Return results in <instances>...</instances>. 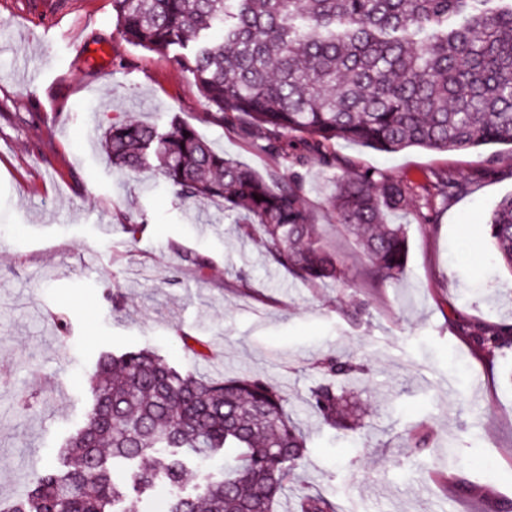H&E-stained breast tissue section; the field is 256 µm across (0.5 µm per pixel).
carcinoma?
I'll list each match as a JSON object with an SVG mask.
<instances>
[{
	"instance_id": "carcinoma-1",
	"label": "carcinoma",
	"mask_w": 512,
	"mask_h": 512,
	"mask_svg": "<svg viewBox=\"0 0 512 512\" xmlns=\"http://www.w3.org/2000/svg\"><path fill=\"white\" fill-rule=\"evenodd\" d=\"M112 10L129 43L172 56L192 77L213 108L209 123L245 122L289 167L311 158L334 167L327 146L336 139L385 153L512 146V0H112ZM101 144L112 167L152 166L180 201L207 199L243 217V231L259 230L294 278L346 282L308 219L299 173L267 179L175 120L114 121ZM461 186L440 170L427 191L446 198ZM409 194L403 181L365 171L337 181L328 199L377 280L406 267L407 225L386 215ZM486 226L512 272V194ZM454 324L489 366L512 361V324ZM318 369L328 382L310 391L314 414L338 435L361 428L350 387L368 380L362 359L329 355ZM91 394L65 470L38 474L9 512H122L131 491L187 480V455L221 457L224 467L165 512H273L307 451L281 390L260 376L209 381L139 348L100 353ZM292 499L294 512H339L324 493L294 490Z\"/></svg>"
}]
</instances>
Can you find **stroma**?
Segmentation results:
<instances>
[{
  "label": "stroma",
  "instance_id": "1",
  "mask_svg": "<svg viewBox=\"0 0 512 512\" xmlns=\"http://www.w3.org/2000/svg\"><path fill=\"white\" fill-rule=\"evenodd\" d=\"M210 106L167 56L130 44L112 0H0V512L86 420L99 350L148 347L208 380L258 375L277 385L307 437L290 485L334 495L340 512H495L512 502V373L489 369L451 326L512 323V272L485 223L512 193V148L380 153L337 140L330 169L301 170L304 204L346 284L304 283L273 264L259 236L207 200L178 201L152 170L112 168L89 125L179 118L263 176L274 158ZM381 171L414 185L445 170L463 186L409 227L404 273L373 283L356 239L327 204L337 179ZM147 222L130 236L127 216ZM206 257L198 274L188 255ZM66 318L68 334L57 320ZM189 334L207 356L184 352ZM327 354H359L371 405L365 434L337 436L307 409ZM426 422V449L408 430Z\"/></svg>",
  "mask_w": 512,
  "mask_h": 512
}]
</instances>
